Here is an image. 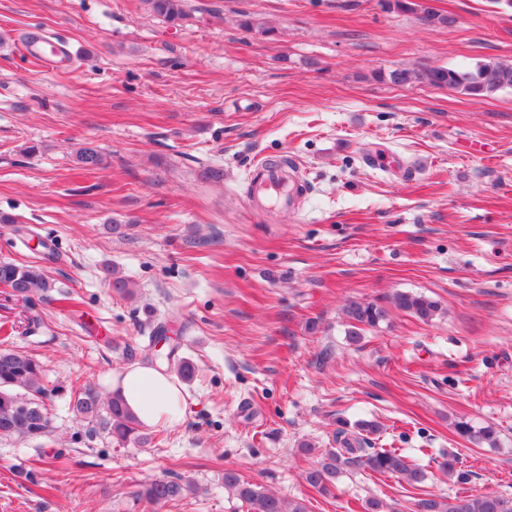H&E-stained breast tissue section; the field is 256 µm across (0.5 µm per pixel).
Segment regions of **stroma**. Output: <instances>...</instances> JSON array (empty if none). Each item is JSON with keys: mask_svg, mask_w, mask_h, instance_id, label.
I'll list each match as a JSON object with an SVG mask.
<instances>
[{"mask_svg": "<svg viewBox=\"0 0 512 512\" xmlns=\"http://www.w3.org/2000/svg\"><path fill=\"white\" fill-rule=\"evenodd\" d=\"M451 27L378 0H188L174 26L140 0H0V260L40 266L59 298L0 288L12 347L43 362L53 431L0 441V512H146V481L194 496L162 512H247L224 471L310 512H411L422 492L512 497V90L473 99L396 68L512 63L505 0H422ZM251 15L276 31L241 27ZM72 62L24 52L26 35ZM99 146L80 173L74 152ZM289 159L309 192L294 209L249 203L251 172ZM206 168L223 170L205 180ZM133 282L115 295L105 267ZM411 291L429 323L391 310L360 342L350 299ZM319 329L309 332V321ZM196 368L186 412L147 444L91 432L68 408L75 381L109 387L141 364L157 324ZM381 424L378 448H425L424 490L361 469L334 496L309 487L301 441L339 422ZM493 427L475 445L457 421ZM77 167L85 170H96L103 163V155L95 144L86 142L82 144L75 154Z\"/></svg>", "mask_w": 512, "mask_h": 512, "instance_id": "35a3bbf8", "label": "stroma"}]
</instances>
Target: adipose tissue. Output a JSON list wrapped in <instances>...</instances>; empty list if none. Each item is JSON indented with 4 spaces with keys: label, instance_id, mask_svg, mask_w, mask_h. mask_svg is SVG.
I'll use <instances>...</instances> for the list:
<instances>
[{
    "label": "adipose tissue",
    "instance_id": "obj_1",
    "mask_svg": "<svg viewBox=\"0 0 512 512\" xmlns=\"http://www.w3.org/2000/svg\"><path fill=\"white\" fill-rule=\"evenodd\" d=\"M128 410L146 427L181 420L186 405L180 385L165 368L134 364L116 378Z\"/></svg>",
    "mask_w": 512,
    "mask_h": 512
}]
</instances>
